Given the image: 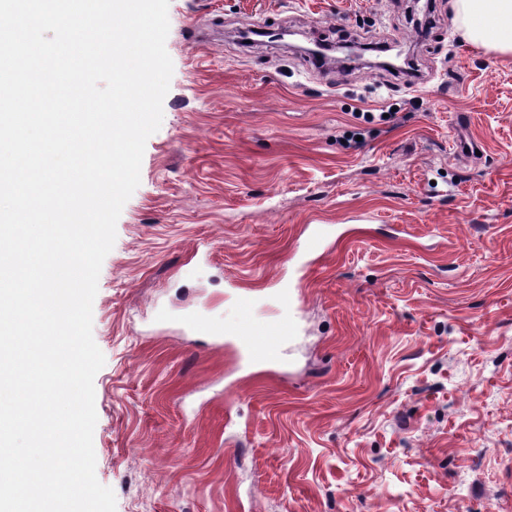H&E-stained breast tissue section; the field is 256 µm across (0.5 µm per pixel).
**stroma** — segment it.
<instances>
[{
    "label": "stroma",
    "mask_w": 512,
    "mask_h": 512,
    "mask_svg": "<svg viewBox=\"0 0 512 512\" xmlns=\"http://www.w3.org/2000/svg\"><path fill=\"white\" fill-rule=\"evenodd\" d=\"M453 15L170 0L162 123L92 308L116 512H512V54ZM296 32L372 48L320 67ZM309 224L337 227L323 255ZM297 270L281 364L182 322H231Z\"/></svg>",
    "instance_id": "1"
}]
</instances>
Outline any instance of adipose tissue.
Here are the masks:
<instances>
[{
  "mask_svg": "<svg viewBox=\"0 0 512 512\" xmlns=\"http://www.w3.org/2000/svg\"><path fill=\"white\" fill-rule=\"evenodd\" d=\"M463 37L500 53H512V0H455Z\"/></svg>",
  "mask_w": 512,
  "mask_h": 512,
  "instance_id": "adipose-tissue-1",
  "label": "adipose tissue"
}]
</instances>
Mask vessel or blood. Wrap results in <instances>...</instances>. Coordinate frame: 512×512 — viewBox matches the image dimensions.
Wrapping results in <instances>:
<instances>
[{"mask_svg":"<svg viewBox=\"0 0 512 512\" xmlns=\"http://www.w3.org/2000/svg\"><path fill=\"white\" fill-rule=\"evenodd\" d=\"M335 229L330 224L315 225L306 238L305 248L317 253L324 250L333 238ZM277 303L284 316L270 320L256 312L250 305H243L235 321L210 328L213 336L236 339L250 359L267 362L277 360L280 354V341L283 336L295 330L294 315L297 311L296 291L293 288L282 290Z\"/></svg>","mask_w":512,"mask_h":512,"instance_id":"vessel-or-blood-1","label":"vessel or blood"}]
</instances>
